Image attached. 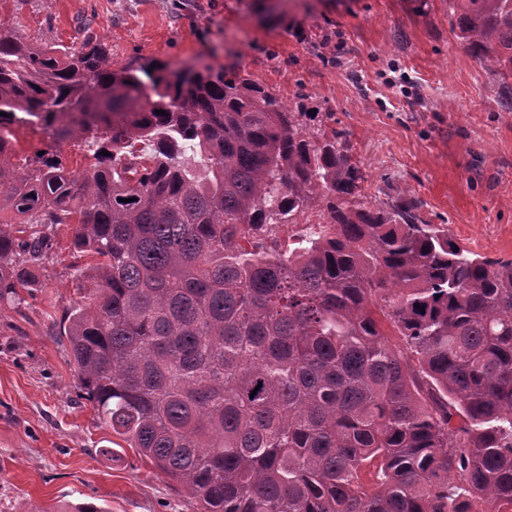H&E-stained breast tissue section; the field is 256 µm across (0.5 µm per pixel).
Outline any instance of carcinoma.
<instances>
[{"mask_svg": "<svg viewBox=\"0 0 512 512\" xmlns=\"http://www.w3.org/2000/svg\"><path fill=\"white\" fill-rule=\"evenodd\" d=\"M453 2L512 93V0ZM307 118L242 71L114 70L99 42L0 22V211L21 218L0 222V304L68 227L82 397L198 512H512V260L360 199L343 134ZM20 126L50 139L22 166ZM62 142L92 148L84 172ZM316 206L320 231L281 246Z\"/></svg>", "mask_w": 512, "mask_h": 512, "instance_id": "cac0c4a2", "label": "carcinoma"}]
</instances>
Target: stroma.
Wrapping results in <instances>:
<instances>
[{"instance_id": "obj_1", "label": "stroma", "mask_w": 512, "mask_h": 512, "mask_svg": "<svg viewBox=\"0 0 512 512\" xmlns=\"http://www.w3.org/2000/svg\"><path fill=\"white\" fill-rule=\"evenodd\" d=\"M34 43L104 42L113 68H241L342 132L364 201L415 199L466 249L512 259V111L453 29L451 0H0ZM41 288L0 306V512L91 502L104 512H197L195 499L82 399L64 312L79 300L59 231Z\"/></svg>"}]
</instances>
